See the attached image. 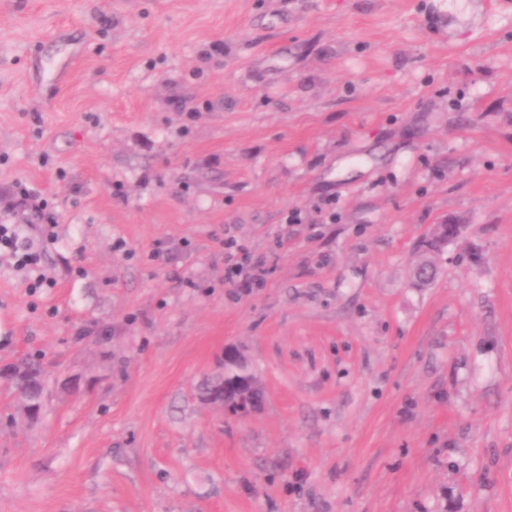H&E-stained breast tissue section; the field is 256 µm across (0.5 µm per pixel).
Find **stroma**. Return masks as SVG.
Wrapping results in <instances>:
<instances>
[{
    "label": "stroma",
    "mask_w": 512,
    "mask_h": 512,
    "mask_svg": "<svg viewBox=\"0 0 512 512\" xmlns=\"http://www.w3.org/2000/svg\"><path fill=\"white\" fill-rule=\"evenodd\" d=\"M0 221V512H512V0H0ZM30 373H31V382L33 383H26L25 385L22 383H19L17 381H13L12 379L6 380L8 383L17 391L20 388L26 389L28 388L30 393H32L33 396H36L38 398L43 399V393L45 390L46 382H47V372L46 370L34 363H31L27 361ZM231 397L237 403L238 410L236 414L225 409L226 399ZM260 398L261 391L257 382L250 379L240 383L226 384L219 393L209 396L208 400L224 406V411L227 414L247 416L257 408Z\"/></svg>",
    "instance_id": "stroma-1"
}]
</instances>
